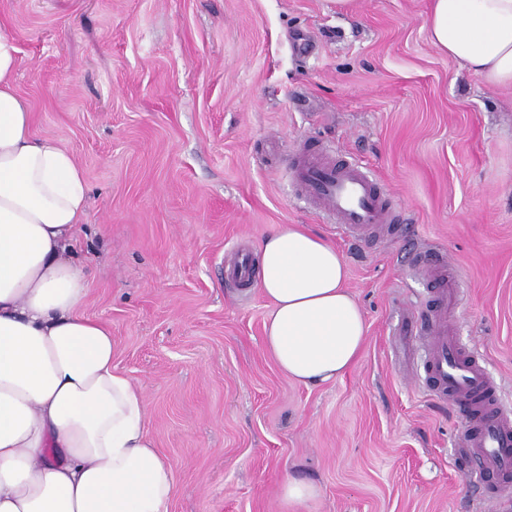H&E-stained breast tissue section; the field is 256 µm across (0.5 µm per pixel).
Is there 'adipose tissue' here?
Here are the masks:
<instances>
[{
  "label": "adipose tissue",
  "mask_w": 512,
  "mask_h": 512,
  "mask_svg": "<svg viewBox=\"0 0 512 512\" xmlns=\"http://www.w3.org/2000/svg\"><path fill=\"white\" fill-rule=\"evenodd\" d=\"M429 39L486 87L512 89V0H430ZM13 39L0 33V512H168L175 473L145 394L115 364L111 330L83 311L67 258L88 186L73 155L32 133ZM270 300L264 349L303 384L342 377L367 341L347 263L301 224L258 243Z\"/></svg>",
  "instance_id": "1"
}]
</instances>
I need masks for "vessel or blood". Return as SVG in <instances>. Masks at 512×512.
<instances>
[{
	"label": "vessel or blood",
	"instance_id": "b4317fda",
	"mask_svg": "<svg viewBox=\"0 0 512 512\" xmlns=\"http://www.w3.org/2000/svg\"><path fill=\"white\" fill-rule=\"evenodd\" d=\"M291 172L295 184L315 210L333 216L348 231L366 235L379 224H393L398 215L388 192L359 166L317 149H297ZM419 268L431 285V298L410 317L401 334L407 342L424 341L430 357L424 366L431 391L461 405L465 432L460 453L475 460V475L492 473L499 484L491 499L512 491V412L499 399L498 386L483 361L465 351L455 335L459 297L441 255L421 259ZM225 276L239 284L252 278L248 251H239Z\"/></svg>",
	"mask_w": 512,
	"mask_h": 512
}]
</instances>
